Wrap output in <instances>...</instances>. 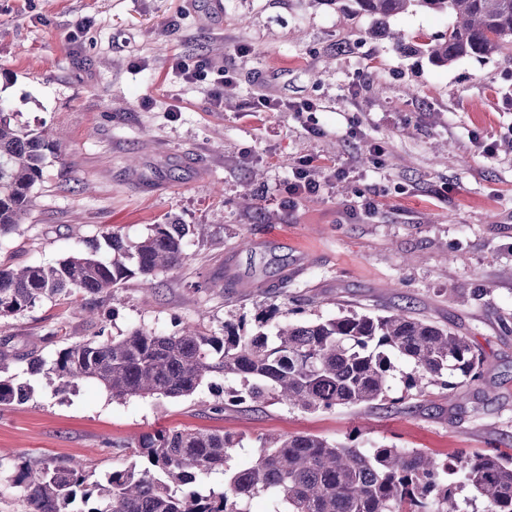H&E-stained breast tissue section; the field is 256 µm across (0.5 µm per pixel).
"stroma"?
<instances>
[{"label":"stroma","mask_w":512,"mask_h":512,"mask_svg":"<svg viewBox=\"0 0 512 512\" xmlns=\"http://www.w3.org/2000/svg\"><path fill=\"white\" fill-rule=\"evenodd\" d=\"M223 2L218 18L207 0H0V101L62 146L20 233L0 238V263H53L108 228L135 240L154 224L207 227L156 291L131 279L100 299L96 323L80 298L47 299L1 322L0 336L47 360L100 331L217 332L268 310L302 323L403 308L466 337L482 376L453 395L393 388L392 408L301 411L225 405L220 377L177 399L118 401L89 380L58 393L16 361L11 374L34 395L0 407V455H77L101 478L134 462L141 435L179 428L242 435L233 469L272 435L352 436L366 450L437 459L512 448V63L437 67L320 0ZM451 23L420 11L389 21L418 43ZM196 57L237 73L222 107L208 83L172 75L174 59ZM263 96L318 109L252 111ZM307 158L319 188L296 196L292 170Z\"/></svg>","instance_id":"35a3bbf8"}]
</instances>
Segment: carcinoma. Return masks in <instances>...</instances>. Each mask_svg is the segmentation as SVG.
<instances>
[{"mask_svg": "<svg viewBox=\"0 0 512 512\" xmlns=\"http://www.w3.org/2000/svg\"><path fill=\"white\" fill-rule=\"evenodd\" d=\"M349 16L374 19V32L388 34L401 53L424 54L446 66L464 57L493 55L512 60V0H325ZM417 10L454 17L448 34L410 44L387 32L390 18ZM50 141L4 115L0 103V236L21 226L30 193L42 174ZM202 226L154 224L136 241L109 232L112 251L98 256L87 245L52 264L0 265V322L45 299L78 293L112 296L118 285L137 278L153 284L180 266L186 238ZM0 340V406L28 401L34 388L9 375L15 360L32 373L44 372L65 392L81 380L102 386L114 400L131 397L181 398L210 379L240 383L231 390L238 403L273 401L305 411L372 405L389 400L400 360L405 396H421L430 386L454 390L475 381L482 359L469 341L404 309L386 315L344 310L333 318L300 324L271 323L261 313L250 329L245 320L204 332L186 323L171 334L136 328L125 336H94L70 342L46 362L8 349ZM242 436L184 428L140 437L135 455L144 467L114 469L90 480L86 464L70 458L29 461L14 484L24 491L27 512H251V502L267 497L269 512H466L458 485L485 504V512H512V454L490 451L455 460H436L418 450L372 448L330 442L309 435H280L260 442L243 469L229 470L231 452ZM224 472L221 492L201 487L204 477Z\"/></svg>", "mask_w": 512, "mask_h": 512, "instance_id": "carcinoma-1", "label": "carcinoma"}]
</instances>
